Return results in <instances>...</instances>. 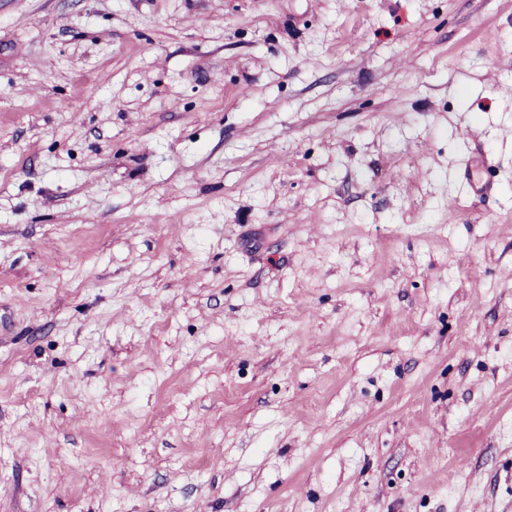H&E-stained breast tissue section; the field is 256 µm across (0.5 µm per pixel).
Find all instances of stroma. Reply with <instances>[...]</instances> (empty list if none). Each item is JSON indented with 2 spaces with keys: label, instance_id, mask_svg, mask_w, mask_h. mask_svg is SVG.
<instances>
[{
  "label": "stroma",
  "instance_id": "obj_1",
  "mask_svg": "<svg viewBox=\"0 0 512 512\" xmlns=\"http://www.w3.org/2000/svg\"><path fill=\"white\" fill-rule=\"evenodd\" d=\"M512 0H0V512H512Z\"/></svg>",
  "mask_w": 512,
  "mask_h": 512
}]
</instances>
